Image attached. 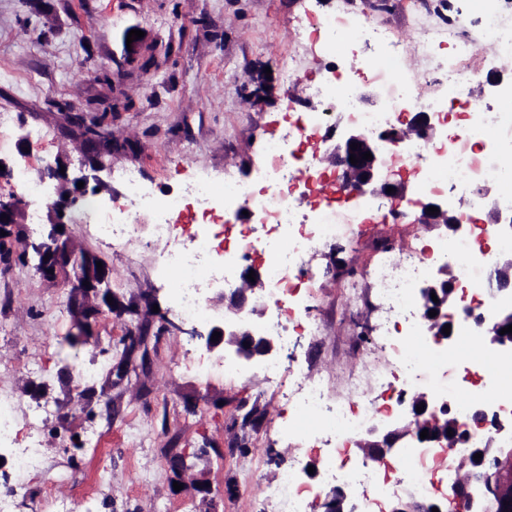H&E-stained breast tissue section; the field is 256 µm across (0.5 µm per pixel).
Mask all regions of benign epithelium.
I'll return each instance as SVG.
<instances>
[{"mask_svg": "<svg viewBox=\"0 0 512 512\" xmlns=\"http://www.w3.org/2000/svg\"><path fill=\"white\" fill-rule=\"evenodd\" d=\"M156 59L151 47L135 40L131 50L125 51V60L129 63L145 62ZM500 75L489 72L477 84L478 97L496 90L500 85ZM436 135V126L430 112H415L407 121L401 122V127L389 128L378 135L367 133L360 126L348 122L343 126L333 128L328 138L335 140L332 150L327 154L326 160L335 167L336 174L342 185L350 189L354 196L382 197L392 201L406 199L410 184L409 176H400L391 179L389 163L387 161L384 145L397 144L405 138H416L427 141ZM358 144L356 150H351V144ZM370 152L372 159L363 160L361 154ZM358 158V163L352 164L350 156ZM394 191L387 192L388 188ZM56 199L46 204L49 231L38 241L25 243L23 254L25 260L37 261L36 268L42 277L56 281L70 290V317L71 326L69 334L77 339L87 335L90 321L94 314L88 311L92 304L107 301L111 291L102 288L107 281L108 268H97L96 260L90 258L81 262L79 256L72 252V244L64 237V232L58 227L64 225L65 209L76 205L79 197L62 186L56 187ZM435 207L438 213L431 214L428 208ZM420 214L415 217V224H435L444 226L452 235H462L471 223L468 213L459 208L448 206V200L439 196H430L428 200L420 203ZM492 221L495 229L507 234L512 231V214L502 211L495 202L491 203ZM0 242L11 237L15 231L24 224L27 216V204L19 199L12 198L0 201ZM255 272V280L247 279L250 272ZM89 285H83V282ZM266 288L261 267L249 264L242 268L237 276L233 288L217 289L216 299L224 302V310L216 316V323L205 334L195 332L193 336L204 341L207 350L219 353L223 359H230L243 364L264 361L274 357L280 347V339L268 334L261 326L254 323V317L260 315L257 307V292ZM456 292V283L450 278H436L428 281L420 288L421 316L427 323L428 330L442 340L453 342L455 328H450V334L442 333L447 324H454L444 310L448 308V301ZM436 295L438 301H433L431 295ZM437 311L432 317L429 311ZM482 335L502 354L512 355V334H500V330L512 325V309L505 305L493 314L475 317ZM220 332L217 341L211 340L214 332ZM250 347H245V344ZM424 405L422 412L416 407ZM411 419L407 423L400 420L376 424L365 432V437L358 442L363 460L384 461L397 455L400 449L396 447L399 440L411 437L412 443L418 448H433L441 455L462 446L468 449L467 455L462 458L453 473L448 476L447 489L435 488L432 495L426 497L410 496L404 500L400 497L386 503H378V512H432L436 508L439 512H512V447H496L488 452L492 444L499 443V436L505 432L504 424L497 418L487 414L484 407H479L474 418L478 430L471 431L462 426L452 415L451 402L448 399H436L432 396L419 394L411 401ZM448 422V428L453 435H448L442 429H429L433 424ZM428 430L429 437L422 439V430ZM482 457L478 465L484 470L481 485L465 484L462 482L460 472L462 467L474 461L475 454ZM354 491L346 484L336 485L324 498V512H356Z\"/></svg>", "mask_w": 512, "mask_h": 512, "instance_id": "1", "label": "benign epithelium"}]
</instances>
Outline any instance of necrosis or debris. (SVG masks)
I'll return each mask as SVG.
<instances>
[{
	"mask_svg": "<svg viewBox=\"0 0 512 512\" xmlns=\"http://www.w3.org/2000/svg\"><path fill=\"white\" fill-rule=\"evenodd\" d=\"M350 41L361 47L371 43L381 47L369 65L374 79L385 84L378 104L363 107L361 85L355 78L309 85L310 95L321 103L320 110L303 113L280 139L268 143L265 164L255 179L228 178L220 188L210 180L197 179L182 184L173 195L160 198L143 185L135 169L119 172L136 212L152 219L153 241L167 245L162 264L174 280L177 318L202 319L205 309L201 283L218 277L225 286H232L237 269L258 256L266 259L267 301L279 308L293 300V281L309 277L303 269L308 252L338 233L336 209L328 202L329 195L336 191V176L310 165L307 158L298 155L297 148L324 138L331 128L332 116L338 112L372 134L398 126L399 114L407 106L434 113L445 126L443 137L433 142L409 138L388 147L389 162L409 167L428 193L463 198L474 207L479 206L485 186H502L501 205L512 211V165L506 162L512 155V139L498 134L502 126L512 122V87L499 94V107L480 104L468 112L465 126L448 123L449 101L472 88L477 43L458 39L454 63L439 67L438 73L448 86V94L443 97L427 95L422 83L407 75L402 64L403 44L390 30L360 25L351 30ZM243 211L266 232L255 237L250 231H242L232 247H225L214 228ZM72 219L77 224L91 225L98 238L108 244L124 241L133 230L129 217H116L93 198L84 200ZM182 225L191 226L192 232L181 241L177 229ZM492 236L491 226L483 225L478 232L459 238L451 248L389 256L369 269L365 275L369 294L383 310L374 327V337L382 349L392 354L390 367L399 386L397 400L387 406L378 405L363 373L352 375L344 396L336 399L330 398L321 380L296 382L288 394L293 404L289 437L309 442L324 432L335 439L337 447L344 448L377 422L407 417L406 397L416 390L420 381L418 365L425 357L450 358L459 363L463 378L459 396L453 402L458 421L472 418L469 394L477 387L472 383L477 376L482 380L477 388L485 396L488 413L512 425V391L500 386L503 377L512 374V359L483 353V336L474 323L476 315L491 313L482 297L491 288L490 275L496 265L495 253L483 245ZM450 260L456 265V282L465 303L456 342L439 352L425 343L413 300L429 269ZM404 313L409 316L410 336L416 342L415 348L407 351L397 347L387 327L391 318ZM15 405L14 396L0 390V447L14 450L12 472L0 477V512H13L14 499L28 477L45 469L38 449L15 445ZM323 478L382 499L393 493L381 481L378 467L369 463L339 468L330 462L323 470ZM303 482L301 470L293 464L280 468L276 480L267 488V498L275 504L276 512H306Z\"/></svg>",
	"mask_w": 512,
	"mask_h": 512,
	"instance_id": "obj_1",
	"label": "necrosis or debris"
}]
</instances>
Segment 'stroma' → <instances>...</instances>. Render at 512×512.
<instances>
[{"label":"stroma","mask_w":512,"mask_h":512,"mask_svg":"<svg viewBox=\"0 0 512 512\" xmlns=\"http://www.w3.org/2000/svg\"><path fill=\"white\" fill-rule=\"evenodd\" d=\"M413 0H0V109L14 121L0 129L9 143L0 151V200L15 194L13 174L27 167L34 180L45 166L64 160L68 180L86 174L88 160L77 128L95 123L123 151L99 157L102 186L86 193L105 207L130 209L112 173L133 166L156 195L210 176L255 178L268 141L290 121L288 103L315 110L305 86L329 76L364 81L372 98L383 92L365 61L370 50L328 56L314 23L340 16L347 26L391 29L404 43L414 32ZM144 32L162 58L142 71L126 64L123 38ZM297 72L286 87L283 72ZM391 202L376 200L367 216L341 209L336 239L306 257L314 273L292 307L288 345L278 354L287 379L319 377L333 395L351 374L382 368L387 353L371 344L382 310L353 298L362 279L388 249L452 243L445 229L392 220ZM66 235L109 269L118 305L95 322L91 338L61 360L58 343L70 329V291L19 261L22 239L9 241L0 259V388L16 399L14 416L22 446L37 445L49 464L32 475L15 499V512H272L265 489L281 466L320 464L335 451L337 465L357 464L362 454L335 450L333 441L301 447L288 438L293 408L259 370L224 371L217 353L189 334L168 330L173 317V278L140 226L129 243L108 246L83 224ZM349 262L334 267L336 258ZM326 322L310 337V316ZM147 334L134 353L135 371L116 366L131 336ZM94 377L79 383L80 371ZM207 449L198 459L197 449ZM200 485L174 490L179 469ZM101 474L99 489L82 488Z\"/></svg>","instance_id":"1"}]
</instances>
